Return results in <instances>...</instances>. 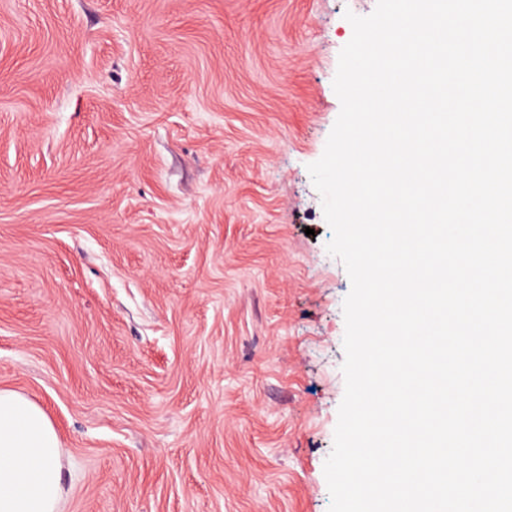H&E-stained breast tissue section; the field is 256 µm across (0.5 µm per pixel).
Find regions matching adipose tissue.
I'll list each match as a JSON object with an SVG mask.
<instances>
[{"label": "adipose tissue", "instance_id": "adipose-tissue-1", "mask_svg": "<svg viewBox=\"0 0 512 512\" xmlns=\"http://www.w3.org/2000/svg\"><path fill=\"white\" fill-rule=\"evenodd\" d=\"M61 445L47 413L0 389V512H58Z\"/></svg>", "mask_w": 512, "mask_h": 512}]
</instances>
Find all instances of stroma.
I'll use <instances>...</instances> for the list:
<instances>
[{"label": "stroma", "mask_w": 512, "mask_h": 512, "mask_svg": "<svg viewBox=\"0 0 512 512\" xmlns=\"http://www.w3.org/2000/svg\"><path fill=\"white\" fill-rule=\"evenodd\" d=\"M376 0H0V388L60 512H328L351 282L309 164Z\"/></svg>", "instance_id": "stroma-1"}]
</instances>
